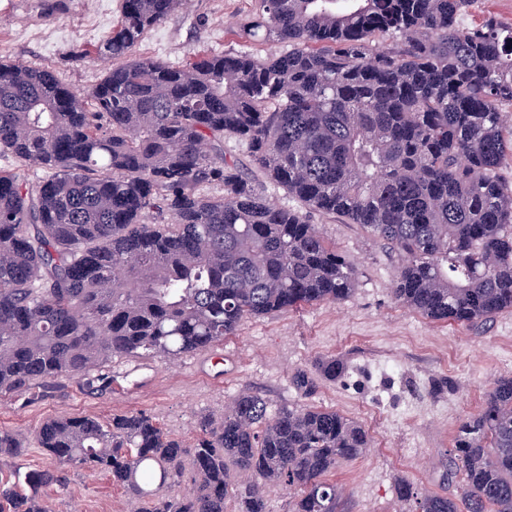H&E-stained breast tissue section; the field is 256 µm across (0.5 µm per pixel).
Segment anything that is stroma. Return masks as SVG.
I'll use <instances>...</instances> for the list:
<instances>
[{"mask_svg":"<svg viewBox=\"0 0 512 512\" xmlns=\"http://www.w3.org/2000/svg\"><path fill=\"white\" fill-rule=\"evenodd\" d=\"M123 0H0V57L54 72L81 91L103 77L83 52L107 36ZM254 0H185L145 33L136 55L173 68L202 54L237 48L236 27ZM310 221L358 270L350 297L302 304L247 320L237 335L203 352L154 358L147 380L114 389L108 378L127 366L116 356L92 376H62L25 393L0 395V428L31 436L58 415H112L143 410L165 432L193 443L198 420L222 418L241 392L263 395L272 408L333 410L366 431L369 446L340 461L331 478L337 512H411L395 488L407 482L424 494L458 493L444 483L460 421L477 414L495 382L512 376V310L474 325L433 321L399 303L392 288L398 257L360 225L311 215ZM337 362L330 378L323 366ZM310 386L298 388L297 373ZM106 383H99V376ZM66 489L44 488L51 512H136L137 505L101 473L67 474Z\"/></svg>","mask_w":512,"mask_h":512,"instance_id":"stroma-1","label":"stroma"}]
</instances>
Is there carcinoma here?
<instances>
[{
	"label": "carcinoma",
	"mask_w": 512,
	"mask_h": 512,
	"mask_svg": "<svg viewBox=\"0 0 512 512\" xmlns=\"http://www.w3.org/2000/svg\"><path fill=\"white\" fill-rule=\"evenodd\" d=\"M477 2L257 0L239 49L174 69L133 52L179 0H123L86 51L110 67L82 92L0 58V155L19 164L0 170V394L114 355L194 353L249 318L346 299L357 270L310 213L397 252L395 297L429 319L511 310L512 186L499 170L512 23L468 22ZM265 42L287 50L262 57ZM227 136L248 163L224 158ZM266 182L300 208L272 203ZM34 442L55 470L0 482V512H50L40 488H65L68 469L105 474L138 512H268L275 485L299 491L292 512H336L325 476L367 433L248 392L203 418L191 445L144 411L53 417ZM26 452L0 430V458ZM232 466L253 480L234 482ZM456 478L461 503L428 495L416 512H512V377L460 422Z\"/></svg>",
	"instance_id": "carcinoma-1"
}]
</instances>
